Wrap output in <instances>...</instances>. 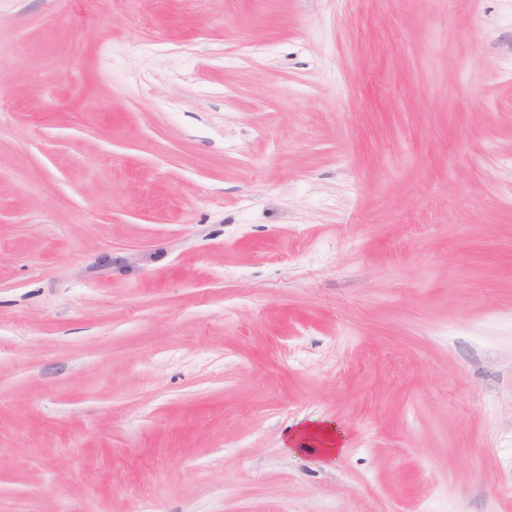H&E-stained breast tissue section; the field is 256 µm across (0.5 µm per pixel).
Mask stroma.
I'll use <instances>...</instances> for the list:
<instances>
[{
    "mask_svg": "<svg viewBox=\"0 0 512 512\" xmlns=\"http://www.w3.org/2000/svg\"><path fill=\"white\" fill-rule=\"evenodd\" d=\"M511 192L512 0H0V512H512ZM316 434H321L329 443H323L321 450L325 455H334L340 449L338 438H334L333 429L326 425L308 424L306 427L294 431L290 434V442L301 440L307 441L308 438H314ZM304 436V437H303Z\"/></svg>",
    "mask_w": 512,
    "mask_h": 512,
    "instance_id": "1",
    "label": "stroma"
}]
</instances>
